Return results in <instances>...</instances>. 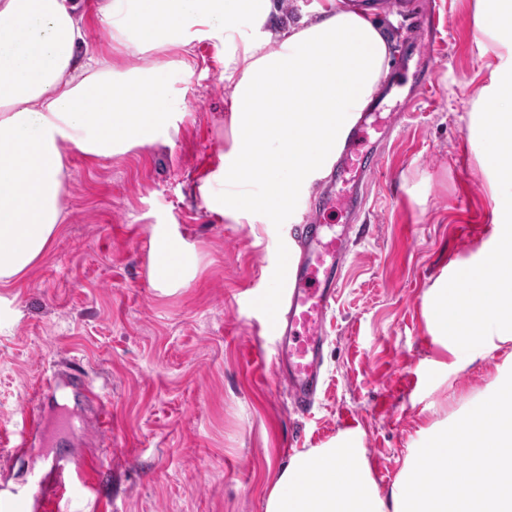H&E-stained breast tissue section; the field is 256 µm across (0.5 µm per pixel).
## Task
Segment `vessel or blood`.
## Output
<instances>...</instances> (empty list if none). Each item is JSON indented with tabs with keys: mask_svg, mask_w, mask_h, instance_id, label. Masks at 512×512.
I'll return each mask as SVG.
<instances>
[{
	"mask_svg": "<svg viewBox=\"0 0 512 512\" xmlns=\"http://www.w3.org/2000/svg\"><path fill=\"white\" fill-rule=\"evenodd\" d=\"M366 124V118H359L344 141L339 157L342 174L355 171L365 178L376 170L375 164L365 161ZM356 202L353 194L330 193L314 205L305 222L295 228L279 287L259 300L276 338L275 375L295 409L303 413L318 398L326 322L349 251L347 239L337 235L328 220L351 210ZM59 380L55 373L36 384L23 428L10 449L13 456H25L36 446H51L72 429L73 420L67 413L52 416L46 412ZM101 463L93 453L53 454L44 469L31 473L27 487H0V512H68L74 499L93 491Z\"/></svg>",
	"mask_w": 512,
	"mask_h": 512,
	"instance_id": "vessel-or-blood-1",
	"label": "vessel or blood"
}]
</instances>
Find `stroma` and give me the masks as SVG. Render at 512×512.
<instances>
[{
    "mask_svg": "<svg viewBox=\"0 0 512 512\" xmlns=\"http://www.w3.org/2000/svg\"><path fill=\"white\" fill-rule=\"evenodd\" d=\"M390 50L407 66L388 74L384 110L368 131L380 166L361 190L351 252L327 325L325 384L311 413L297 412L273 372V338L254 298L276 288L292 247L275 224L211 212L199 192L232 150L220 41L126 55L82 0L90 53L132 68L165 59L162 77L185 109L167 137L89 161L70 153L65 217L41 261L0 284V437H14L29 389L47 371L76 365L112 410L73 388L57 396L75 427L73 452L104 462L85 512H264L271 478L294 451L360 429L377 482L390 486L414 448L452 423L512 369L500 348L465 369L441 367L423 298L451 262L476 258L492 232L489 178L469 140L472 103L493 53L477 0H422L407 27L396 0H372ZM429 71L431 86L416 75ZM179 236L196 261L182 287L159 288L145 249L157 228Z\"/></svg>",
    "mask_w": 512,
    "mask_h": 512,
    "instance_id": "obj_1",
    "label": "stroma"
}]
</instances>
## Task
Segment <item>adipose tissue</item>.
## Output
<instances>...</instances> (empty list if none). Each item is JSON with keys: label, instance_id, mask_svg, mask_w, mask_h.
<instances>
[{"label": "adipose tissue", "instance_id": "adipose-tissue-1", "mask_svg": "<svg viewBox=\"0 0 512 512\" xmlns=\"http://www.w3.org/2000/svg\"><path fill=\"white\" fill-rule=\"evenodd\" d=\"M500 46L478 92L470 139L490 177L492 234L478 259L453 263L428 289L423 317L455 365L512 343V0H478ZM98 17L126 54L224 45L237 139L201 193L210 211L266 222L294 211L335 164L387 76L390 54L372 8L308 0L283 20L274 0H100ZM81 0H0V282L44 256L63 220L65 155L109 158L167 135L184 103L158 68L123 70L86 49ZM152 274L185 284L193 259L164 231ZM265 512H512V371L446 428L430 431L387 488L361 431L295 452L275 474Z\"/></svg>", "mask_w": 512, "mask_h": 512}]
</instances>
